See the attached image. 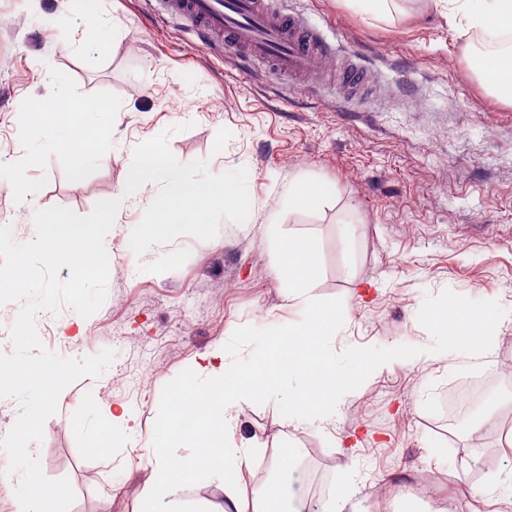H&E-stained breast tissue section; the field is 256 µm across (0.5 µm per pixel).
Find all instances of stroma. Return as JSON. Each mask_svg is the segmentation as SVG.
Instances as JSON below:
<instances>
[{
    "label": "stroma",
    "mask_w": 512,
    "mask_h": 512,
    "mask_svg": "<svg viewBox=\"0 0 512 512\" xmlns=\"http://www.w3.org/2000/svg\"><path fill=\"white\" fill-rule=\"evenodd\" d=\"M364 66L363 94H344L336 72L298 85L259 61L202 45L160 0H97L103 29L81 39L80 0H0V213H13L15 243L33 240L36 210L78 215L124 187L135 147L184 125L168 145L211 173L243 167L252 202L241 225L217 236L179 237L135 255L129 239L158 185L135 192L104 239L112 258L107 297L81 335L62 308L36 325L44 347L81 359L116 353L100 378L63 391L32 445L44 475L68 479L69 512H142L151 483L149 446L165 440L172 394L205 383L200 355L220 348L246 366L271 333L298 325L307 305L341 311L323 346L337 372L409 341L428 360L370 375L335 410L302 424L279 395L232 409L229 446L252 449L270 477L276 450L315 449L305 473H326L351 512H475L473 488L495 483L512 512V104L488 94L473 64L477 31L458 27L433 0H405L404 14L354 12L346 0H279ZM116 104L92 151L65 157L36 134L28 104L61 93ZM297 181L325 183L317 208L288 207ZM316 241L320 276L309 303L288 297L282 250ZM451 301L492 316L496 354L474 357L436 341L420 312ZM489 374L485 422L449 435L434 407L459 379ZM111 438L110 455L96 454Z\"/></svg>",
    "instance_id": "stroma-1"
}]
</instances>
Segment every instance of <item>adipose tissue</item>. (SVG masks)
Masks as SVG:
<instances>
[{
	"label": "adipose tissue",
	"mask_w": 512,
	"mask_h": 512,
	"mask_svg": "<svg viewBox=\"0 0 512 512\" xmlns=\"http://www.w3.org/2000/svg\"><path fill=\"white\" fill-rule=\"evenodd\" d=\"M442 8L458 17L464 28L485 33L512 32V0H437ZM480 76L489 91L500 101L512 104V51L504 49L494 56L478 59ZM56 118L47 128L53 136L54 151L79 152L84 142V129L100 126L102 118L114 112V104L90 99L66 98L55 104ZM315 241L299 238L289 241L283 252V271L288 280L289 298L304 302L308 290L319 277ZM432 331L447 347L474 356L491 350L488 316L478 308L454 303L426 310ZM338 321L335 309L312 308L305 320L294 328L276 335L270 341L269 360L242 367L229 365L223 350L203 355L198 366L210 386H198L187 380L181 391L198 403L195 425H182L179 415L166 424L174 443L191 442L201 451L180 465L171 462L170 450L157 447L149 452L153 470V488L144 512H280L282 490L269 482L248 490L252 474L251 454L227 447L224 435L232 421L231 407L241 400L262 399L273 392L272 374L295 368L306 379L303 388L289 390L286 398L291 417L301 420L315 412L332 407L336 400L362 383L369 371L391 367V360L369 361L356 374L342 376L327 363L320 347L323 337L333 335ZM216 477L224 484L223 504L204 509L177 498L178 488L194 483L200 476Z\"/></svg>",
	"instance_id": "obj_1"
}]
</instances>
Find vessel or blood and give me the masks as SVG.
<instances>
[{
    "mask_svg": "<svg viewBox=\"0 0 512 512\" xmlns=\"http://www.w3.org/2000/svg\"><path fill=\"white\" fill-rule=\"evenodd\" d=\"M165 8L198 39H220L237 57L261 60L291 78L307 77L314 56L333 51L317 28L276 12L270 0H165Z\"/></svg>",
    "mask_w": 512,
    "mask_h": 512,
    "instance_id": "1",
    "label": "vessel or blood"
}]
</instances>
